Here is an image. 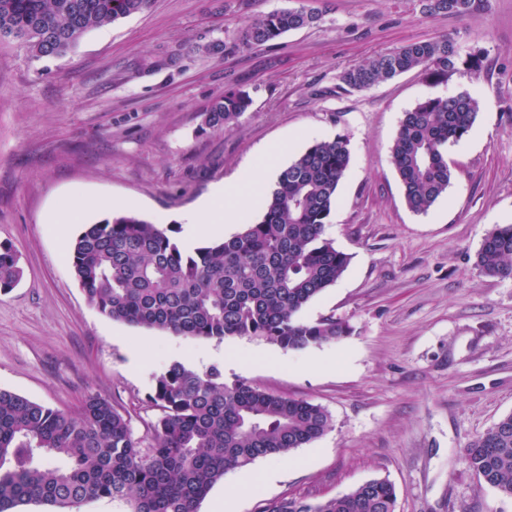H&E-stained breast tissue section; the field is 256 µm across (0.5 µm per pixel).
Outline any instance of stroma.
<instances>
[{
    "label": "stroma",
    "mask_w": 512,
    "mask_h": 512,
    "mask_svg": "<svg viewBox=\"0 0 512 512\" xmlns=\"http://www.w3.org/2000/svg\"><path fill=\"white\" fill-rule=\"evenodd\" d=\"M300 3L150 0L62 57L0 43V243L24 270L0 292V388L68 412L106 396L148 449L154 375L176 361L217 365L225 382L321 405L332 422L270 461L278 478H257L238 512L317 502L378 477L394 484L396 512H512L462 461L477 433L512 413V279L475 266L487 231L512 224V0H483L461 19L423 16L418 0H317V26L225 52L245 20ZM445 38L485 49L479 77L415 70L364 91L340 81L369 57ZM230 89L250 93L249 111L232 130H201L200 112ZM461 91L479 113L448 149L455 176L428 213H413L391 161L399 121L423 98ZM339 134L352 160L325 235L350 263L302 316L346 321L349 336L289 351L132 326L87 304L51 221L62 199L88 201L84 224L102 220L103 197L156 224L261 165L270 147L287 164ZM137 336L152 350L142 368L128 347Z\"/></svg>",
    "instance_id": "obj_1"
}]
</instances>
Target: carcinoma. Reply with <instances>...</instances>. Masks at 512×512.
<instances>
[{
	"mask_svg": "<svg viewBox=\"0 0 512 512\" xmlns=\"http://www.w3.org/2000/svg\"><path fill=\"white\" fill-rule=\"evenodd\" d=\"M148 0H0V33L16 34L33 57L66 55L86 32L142 11ZM425 16L463 17L481 0H419ZM318 11L288 8L247 21L235 48L262 46L316 26ZM483 50L461 51L451 39L408 43L342 72L364 91L417 68L442 75L465 67L480 74ZM249 94L224 92L201 112L202 126L230 129L248 110ZM467 92L428 97L404 113L391 158L408 208L427 213L454 177L448 148L475 123ZM351 161L349 140H316L279 173L262 200L263 216L224 241L184 251L157 225L121 214L86 225L71 246L76 280L89 305L114 321L194 339L249 337L286 350L338 342L351 332L332 317L308 321L302 310L332 286L350 257L325 237L337 190ZM475 265L490 278H512V224L484 236ZM20 256L0 245V291L22 278ZM151 401L162 410L155 444L144 451L127 418L100 394L64 412L0 389V512L41 504L76 512L111 498L129 512H197L230 470L286 456L331 427L328 412L304 399L224 382L172 363L154 376ZM480 484L512 498V414L474 437L463 456ZM394 486L370 479L341 496L309 503L284 498L264 512H396Z\"/></svg>",
	"mask_w": 512,
	"mask_h": 512,
	"instance_id": "1",
	"label": "carcinoma"
}]
</instances>
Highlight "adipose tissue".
Here are the masks:
<instances>
[{
    "label": "adipose tissue",
    "instance_id": "obj_1",
    "mask_svg": "<svg viewBox=\"0 0 512 512\" xmlns=\"http://www.w3.org/2000/svg\"><path fill=\"white\" fill-rule=\"evenodd\" d=\"M263 186L257 172L245 170L234 185L221 182L211 186L193 210L177 216V223L184 226V238L194 244L206 234L223 232L225 225L236 224L244 217L249 199Z\"/></svg>",
    "mask_w": 512,
    "mask_h": 512
}]
</instances>
